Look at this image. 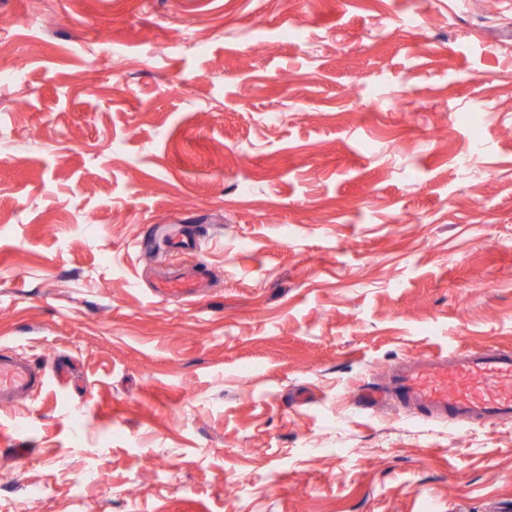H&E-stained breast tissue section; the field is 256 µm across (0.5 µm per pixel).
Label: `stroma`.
Masks as SVG:
<instances>
[{
	"label": "stroma",
	"instance_id": "obj_1",
	"mask_svg": "<svg viewBox=\"0 0 512 512\" xmlns=\"http://www.w3.org/2000/svg\"><path fill=\"white\" fill-rule=\"evenodd\" d=\"M1 27L0 350L48 381L0 406V498L512 507V424L353 403L512 349V0H0ZM157 224L202 251L136 249ZM187 267L199 297L154 296Z\"/></svg>",
	"mask_w": 512,
	"mask_h": 512
}]
</instances>
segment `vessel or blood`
<instances>
[{
    "label": "vessel or blood",
    "instance_id": "1",
    "mask_svg": "<svg viewBox=\"0 0 512 512\" xmlns=\"http://www.w3.org/2000/svg\"><path fill=\"white\" fill-rule=\"evenodd\" d=\"M190 270L159 278L152 291L160 297L190 298L197 292ZM46 371L25 359L0 353V400L32 398L45 384ZM425 416L468 425L512 423V351L485 346H456L400 362L385 391L362 390L359 403L377 407L382 393Z\"/></svg>",
    "mask_w": 512,
    "mask_h": 512
}]
</instances>
